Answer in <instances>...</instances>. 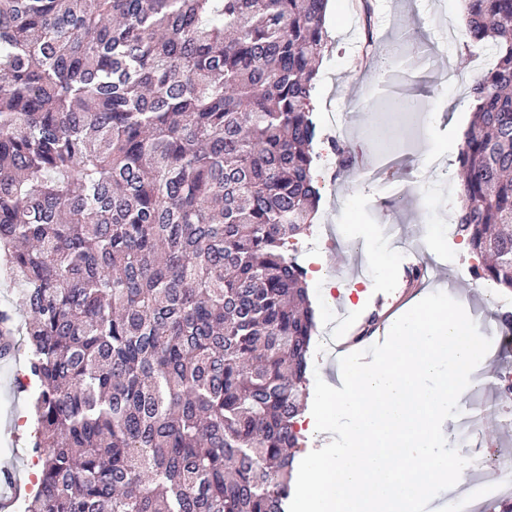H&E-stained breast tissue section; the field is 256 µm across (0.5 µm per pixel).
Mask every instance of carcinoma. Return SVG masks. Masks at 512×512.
<instances>
[{"mask_svg": "<svg viewBox=\"0 0 512 512\" xmlns=\"http://www.w3.org/2000/svg\"><path fill=\"white\" fill-rule=\"evenodd\" d=\"M327 0H0V258L25 512H286L315 333ZM458 230L512 288V0H465ZM24 373L26 374L24 360H0V416L2 421L6 420L9 424L3 426V432L11 433L13 438L16 434V439L11 438L9 434L3 435L0 439V464H12L17 470V478L31 488V480L34 476L31 469L39 470L40 467L39 476H37L39 479L41 463L31 448L34 427L30 407L34 386L31 382V385L25 388L26 391H23L24 389L20 390L17 385ZM22 381L27 382L25 378H22ZM27 418L29 420L24 425ZM1 448L9 449L4 451Z\"/></svg>", "mask_w": 512, "mask_h": 512, "instance_id": "1", "label": "carcinoma"}]
</instances>
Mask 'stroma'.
Wrapping results in <instances>:
<instances>
[{
	"label": "stroma",
	"instance_id": "stroma-1",
	"mask_svg": "<svg viewBox=\"0 0 512 512\" xmlns=\"http://www.w3.org/2000/svg\"><path fill=\"white\" fill-rule=\"evenodd\" d=\"M371 2L370 23H363L351 0H333L332 12L324 21L329 48L322 58L313 98L319 126L314 177L321 200L314 223L300 244L299 255L300 262L306 265L311 251H324L327 276L351 291L345 305L343 333H364L363 344L367 347L386 339L389 313L412 297L430 291V284L411 283L407 274L408 268L421 262L427 253L443 254L438 279L450 293L460 295L470 311L484 310L492 296L512 302V289H491L489 281L474 270L475 257L469 247L449 244L431 217L432 212L440 211L449 224L457 222L459 194L449 189L457 177L442 174L431 158L442 154L447 156L449 165H457L463 133L472 117L461 104L468 98L472 79L483 71L479 58L485 50L466 49L460 0ZM369 30L384 47L435 44L437 62L421 68L400 57L388 74L377 67L361 65L359 56ZM464 52L469 55L467 68L455 72L452 81H445L446 69H453L457 56ZM385 83L391 84L396 93L419 99L425 116L421 126L408 132L382 118L385 98L380 87ZM331 112L344 114L343 134H336L328 125L326 117ZM334 135L348 143L367 145L373 157L370 168L356 170L339 164L329 145ZM408 138L413 139L414 146L408 158L402 159L392 183L375 179V170L392 158V141ZM397 193L404 196L399 212L401 223L414 229V242L404 252L384 247L378 240L379 225L390 221L384 202ZM327 224L352 226L354 236L329 243L323 231ZM308 284L316 322L309 369L325 379L336 359L335 349L325 344L327 326L337 322L336 305L324 298L316 275H309ZM491 350L494 358L480 375L476 401L497 423L496 429L485 432L490 449L512 454V434L501 429L505 417L498 409L495 389L497 374L512 371V335H492ZM24 372V361L0 360V419L15 430L14 435L0 437V464H12L18 479L27 484L39 460L31 448L34 427L28 422L34 391L17 385Z\"/></svg>",
	"mask_w": 512,
	"mask_h": 512
}]
</instances>
